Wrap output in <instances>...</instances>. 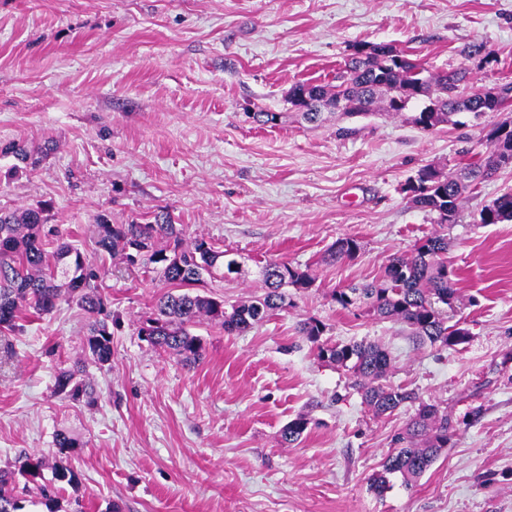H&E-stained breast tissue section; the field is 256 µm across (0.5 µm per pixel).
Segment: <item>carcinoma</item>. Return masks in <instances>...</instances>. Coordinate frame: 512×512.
I'll return each mask as SVG.
<instances>
[{
  "instance_id": "obj_1",
  "label": "carcinoma",
  "mask_w": 512,
  "mask_h": 512,
  "mask_svg": "<svg viewBox=\"0 0 512 512\" xmlns=\"http://www.w3.org/2000/svg\"><path fill=\"white\" fill-rule=\"evenodd\" d=\"M426 69L387 44H361L347 58L338 84L293 88L288 96L292 106L301 110L309 123L323 122V108H333L338 100L349 105L348 114L359 115L380 108L399 115L410 106H419L412 122L424 131L446 125L462 113L476 116L485 112H503L512 108V83L502 85V95L493 104L462 97L471 82L470 71L458 68L450 73L424 75ZM487 151L465 164L453 177L437 166L421 167L404 187L411 204L419 210L435 213L437 223L455 222L465 194L502 170L512 169V121L493 124L486 135ZM54 150L49 142L34 154L18 142L0 145V156H12L17 163L6 171L14 177L34 168ZM42 206L22 210H0V333L18 329V321L27 313L46 315L59 303L74 302L91 316L86 335L87 358L61 371L56 377L57 394L72 403L91 404L94 389L87 365L100 368L112 360V332L107 323L104 300L98 292L97 274L80 248L60 242L51 253L45 241L54 235ZM484 224L512 221V192L498 196L479 212ZM97 251L120 254L130 263L139 252V263L156 270L163 280L182 293L167 292L158 298L154 316L139 329L152 347L172 354L186 366L202 357L201 338L190 328L205 318L227 333L244 332L262 323L288 300V288H309L314 278L306 270L283 262H267L259 267L263 294L252 300L226 305L224 300L189 289L209 280L233 281L248 272L241 269L238 254L222 249L211 239L197 235L186 240L185 225L175 222L167 209L153 213L145 224H112L102 218L97 224ZM448 237L435 234L416 243L410 253L391 258L382 276L365 284L338 288L333 298L338 306L365 308L380 320L405 326L418 346L431 345L453 349L466 342L467 333L459 323H450L454 304L459 301L456 274L448 269ZM359 242L340 238L331 247L328 259L338 262L353 259ZM326 326L316 318L299 325L301 335L316 345L319 359L344 367L352 373L367 407L376 416L392 414L408 404H418L406 425L405 433L395 441L396 448L383 462L382 471L369 477L370 488L381 494L390 488V476L399 474L409 485L419 478L448 447L456 435L448 410L424 403L418 394L402 386L386 384L390 369L389 354L379 345L352 342L328 345L321 341ZM309 420L299 415L281 431V442H299ZM51 469L52 478L44 477ZM73 470L57 462L50 465L36 454L18 459V468L0 470V512H21L25 496L36 493L48 506L56 502L58 486L73 484Z\"/></svg>"
}]
</instances>
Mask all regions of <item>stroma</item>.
Returning a JSON list of instances; mask_svg holds the SVG:
<instances>
[{"instance_id": "obj_1", "label": "stroma", "mask_w": 512, "mask_h": 512, "mask_svg": "<svg viewBox=\"0 0 512 512\" xmlns=\"http://www.w3.org/2000/svg\"><path fill=\"white\" fill-rule=\"evenodd\" d=\"M385 43L432 72L468 67L478 85L512 83V0H0V144L55 149L0 180V209L48 208L86 254L112 313L110 367H89L94 405L54 392L85 355L88 314L63 302L0 338V468L25 453L77 475L58 512H512V223L479 211L512 189V170L467 193L455 224L414 208L403 187L424 165L455 171L485 151L498 114L425 131L409 116L316 126L288 102L300 83L330 84L355 45ZM484 44L492 61L462 53ZM281 113L278 125L254 112ZM351 135H343V128ZM168 208L248 260L246 280L207 289L233 304L261 295L269 261L309 269L311 288L244 333L204 320L195 366L138 334L167 284L123 256L98 255L96 224H143ZM458 273V349L414 346L406 327L332 298L380 276L433 232ZM356 258L324 262L339 238ZM314 317L334 342L392 354L388 384L446 407L458 431L412 485L370 490L414 407L377 417L348 371L297 332ZM307 415L294 446L282 428ZM78 448L60 454L55 433Z\"/></svg>"}]
</instances>
